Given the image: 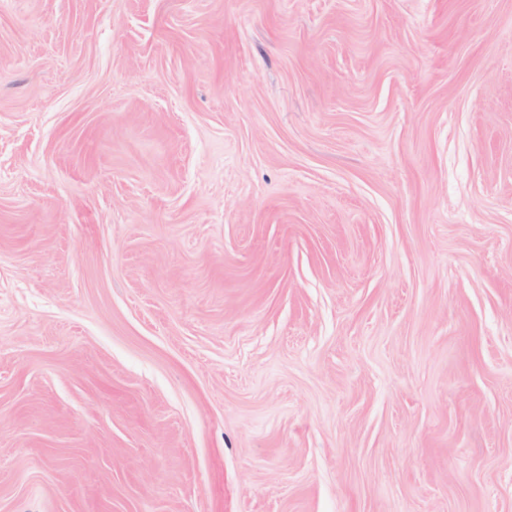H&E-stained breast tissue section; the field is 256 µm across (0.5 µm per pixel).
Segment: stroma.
Wrapping results in <instances>:
<instances>
[{"label": "stroma", "instance_id": "35a3bbf8", "mask_svg": "<svg viewBox=\"0 0 512 512\" xmlns=\"http://www.w3.org/2000/svg\"><path fill=\"white\" fill-rule=\"evenodd\" d=\"M0 512H512V0H0Z\"/></svg>", "mask_w": 512, "mask_h": 512}]
</instances>
